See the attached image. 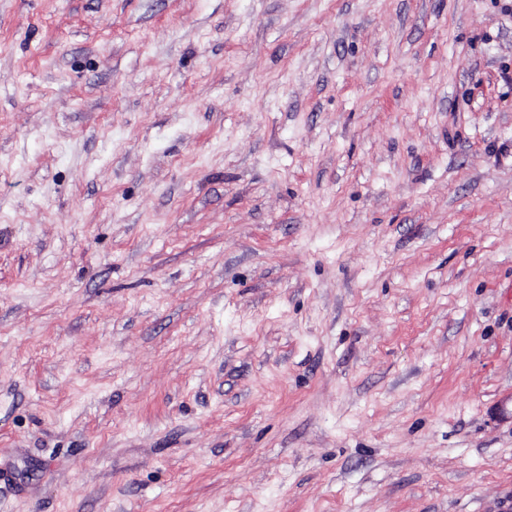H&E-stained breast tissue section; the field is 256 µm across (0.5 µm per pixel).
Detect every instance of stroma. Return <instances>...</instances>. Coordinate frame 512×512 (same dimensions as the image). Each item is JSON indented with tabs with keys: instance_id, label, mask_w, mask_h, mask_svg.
I'll list each match as a JSON object with an SVG mask.
<instances>
[{
	"instance_id": "35a3bbf8",
	"label": "stroma",
	"mask_w": 512,
	"mask_h": 512,
	"mask_svg": "<svg viewBox=\"0 0 512 512\" xmlns=\"http://www.w3.org/2000/svg\"><path fill=\"white\" fill-rule=\"evenodd\" d=\"M0 512H512V0H0Z\"/></svg>"
}]
</instances>
